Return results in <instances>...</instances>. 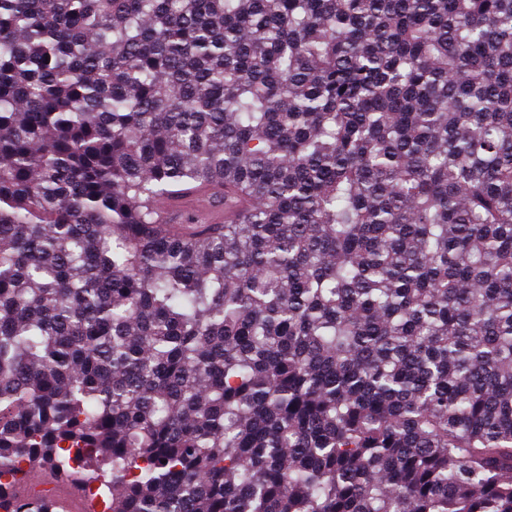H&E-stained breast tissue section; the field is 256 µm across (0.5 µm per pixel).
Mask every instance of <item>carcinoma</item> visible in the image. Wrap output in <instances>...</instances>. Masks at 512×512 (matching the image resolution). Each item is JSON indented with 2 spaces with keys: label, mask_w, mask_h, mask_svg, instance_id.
<instances>
[{
  "label": "carcinoma",
  "mask_w": 512,
  "mask_h": 512,
  "mask_svg": "<svg viewBox=\"0 0 512 512\" xmlns=\"http://www.w3.org/2000/svg\"><path fill=\"white\" fill-rule=\"evenodd\" d=\"M106 465L102 512H512V0H0V512ZM163 224H175L190 229L195 224H223L224 205L213 199L206 190L190 193L155 204Z\"/></svg>",
  "instance_id": "cac0c4a2"
}]
</instances>
